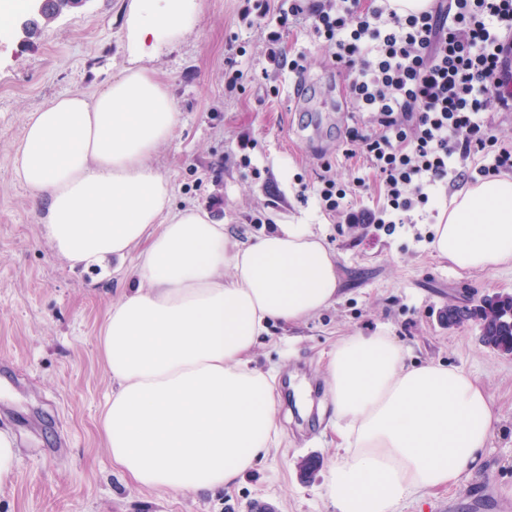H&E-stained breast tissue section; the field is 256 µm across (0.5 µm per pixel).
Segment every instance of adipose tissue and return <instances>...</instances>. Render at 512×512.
<instances>
[{
	"mask_svg": "<svg viewBox=\"0 0 512 512\" xmlns=\"http://www.w3.org/2000/svg\"><path fill=\"white\" fill-rule=\"evenodd\" d=\"M198 0H130L129 64L93 94L30 112L14 172L47 206L45 235L73 267H122L137 288L108 308L98 345L112 388L99 431L118 471L166 493L231 488L280 441L277 400L252 355L271 323L336 300V260L308 224L232 241L208 214L172 207L152 165L179 114L144 65L148 38L190 30ZM437 257L465 272L512 262V176L468 184L433 226ZM343 421L326 492L337 512H394L403 498L459 484L487 448L495 413L459 369L407 364L389 336H348L324 368Z\"/></svg>",
	"mask_w": 512,
	"mask_h": 512,
	"instance_id": "1",
	"label": "adipose tissue"
}]
</instances>
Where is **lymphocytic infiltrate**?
<instances>
[{"instance_id": "obj_1", "label": "lymphocytic infiltrate", "mask_w": 512, "mask_h": 512, "mask_svg": "<svg viewBox=\"0 0 512 512\" xmlns=\"http://www.w3.org/2000/svg\"><path fill=\"white\" fill-rule=\"evenodd\" d=\"M269 62L290 72L305 58L280 50L282 33L306 20L347 82L367 123L346 132L371 176L345 185L322 175L326 211L347 209L353 224H407L438 189L512 171V142L499 140L492 115L512 112L502 87L512 82V0H433L397 13L390 0H292L275 11ZM374 184L378 202L353 207L351 188Z\"/></svg>"}]
</instances>
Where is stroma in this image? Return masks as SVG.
<instances>
[{"mask_svg": "<svg viewBox=\"0 0 512 512\" xmlns=\"http://www.w3.org/2000/svg\"><path fill=\"white\" fill-rule=\"evenodd\" d=\"M129 0H87L37 39L0 32V431L14 436L21 467L0 487V512H336L325 489L337 435L325 410L324 361L336 341L387 330L410 364H444L479 380L495 411L480 467L458 485L400 500L394 512H512V357L486 348L476 322L448 326L441 313L488 292L512 294V264L470 275L433 253L430 225L350 224L323 210L303 185L331 164L344 182L363 160L345 153V133L363 120L331 58L304 26L281 49L306 57L303 106L294 77L267 69L265 32L243 24L244 0H200L194 28L151 53L180 114L152 164L173 187V204L196 206L247 241L273 224H310L336 256L335 303L301 325L275 323L254 359L276 385L281 444L229 490L161 493L127 482L98 432L111 390L98 351L107 307L125 273L72 268L43 232L46 212L13 174L27 113L62 94L93 93L123 64ZM246 75L225 86V63ZM250 165H242L241 156ZM317 458L312 478L302 460Z\"/></svg>", "mask_w": 512, "mask_h": 512, "instance_id": "35a3bbf8", "label": "stroma"}]
</instances>
